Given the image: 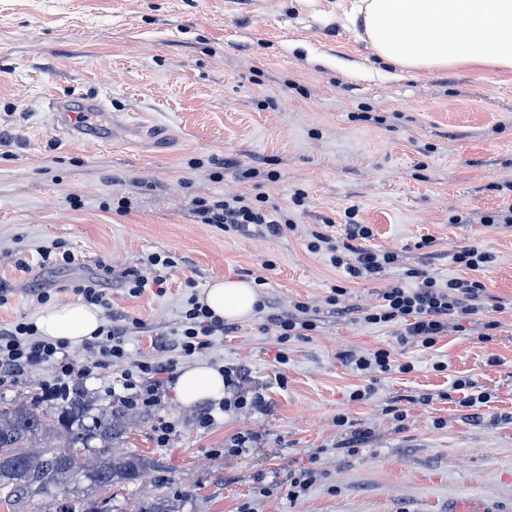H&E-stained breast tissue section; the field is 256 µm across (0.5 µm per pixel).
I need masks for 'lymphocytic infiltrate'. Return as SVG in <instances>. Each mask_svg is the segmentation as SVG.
Wrapping results in <instances>:
<instances>
[{
	"instance_id": "obj_1",
	"label": "lymphocytic infiltrate",
	"mask_w": 512,
	"mask_h": 512,
	"mask_svg": "<svg viewBox=\"0 0 512 512\" xmlns=\"http://www.w3.org/2000/svg\"><path fill=\"white\" fill-rule=\"evenodd\" d=\"M194 209L202 223L217 224L228 232H242L249 227L264 228L269 235L279 236L294 230L295 225L287 209L270 195L198 198ZM356 209H349L343 236L336 237L321 231H310L307 250L328 256L333 267L341 271L343 282L334 286L327 298L328 305H338L348 292V284L367 279L397 264V253L370 248L374 237L372 225L357 221ZM458 267L472 271L469 279L453 278L446 284L437 281L424 271L409 268L396 283L380 294V303L374 309L360 313L359 319L368 324L401 325L400 340L426 349L433 348L459 320L477 314L480 310L485 287L475 279V272L491 262L488 251L477 247L458 250L453 255ZM146 271L126 270L121 279L130 296L138 297L147 290H163L167 281L165 272L174 268L173 256L166 253L149 254ZM224 323L215 318L202 304H193L184 315L178 341L179 353L188 357L203 349L208 336L223 331ZM37 328L29 321H17L12 326L0 328V379L40 366H51L56 383L42 387L48 400H68L71 394L82 390L94 369L82 365L70 355L65 342L40 339ZM351 370L360 376L369 374H408L414 367L393 359L390 350L378 347L367 352L349 353L345 356ZM173 370L172 363L141 361L134 368L121 372L122 388L117 400L126 409L139 410L155 407L159 403L158 391L166 375Z\"/></svg>"
}]
</instances>
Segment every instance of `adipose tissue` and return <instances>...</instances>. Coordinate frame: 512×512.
<instances>
[{
  "label": "adipose tissue",
  "mask_w": 512,
  "mask_h": 512,
  "mask_svg": "<svg viewBox=\"0 0 512 512\" xmlns=\"http://www.w3.org/2000/svg\"><path fill=\"white\" fill-rule=\"evenodd\" d=\"M347 19L362 23L375 53L408 72L463 65L512 70V0H356ZM225 321L252 316L259 301L253 282L222 279L199 298ZM103 324L96 307L65 303L46 308L36 326L50 340L94 338ZM175 391L191 406L224 395V374L205 362L185 368Z\"/></svg>",
  "instance_id": "obj_1"
}]
</instances>
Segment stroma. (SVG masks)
Here are the masks:
<instances>
[{"label":"stroma","instance_id":"stroma-1","mask_svg":"<svg viewBox=\"0 0 512 512\" xmlns=\"http://www.w3.org/2000/svg\"><path fill=\"white\" fill-rule=\"evenodd\" d=\"M350 3L0 0V289L10 293L0 328L37 321L38 290L53 305L76 301L74 282L106 263L116 275L102 315L131 318L126 367L234 365L261 398L238 411L187 407L167 382L159 410L137 413L116 446L156 464L147 480L112 488L117 512H135L157 478L183 512H512V232L481 222L512 201V71H401L342 23ZM55 95L75 108L99 100L139 126L120 143L105 126L57 131L48 114ZM250 167L277 179H241ZM298 190L301 207L292 204ZM256 192L289 208L296 230L229 234L193 211L197 197ZM123 196L132 206L120 212ZM352 207L374 227L371 247L396 251L399 263L352 284L342 300L349 312L339 315L326 298L341 275L304 238L323 227L341 234ZM425 237L430 245L420 246ZM57 243L75 264L42 266L41 250ZM471 246L494 257L476 274L487 304H510L495 313L490 341L479 340L477 315L431 349L401 343L396 325L355 320L403 268L441 284L461 276L451 255ZM153 252L176 261L165 291L130 297L120 272ZM262 274V309L193 356L177 355L190 298L214 280ZM298 301L318 328L279 344L269 318ZM377 346L413 372L355 376L344 354ZM281 350L284 365L275 361ZM438 362L447 371H434ZM460 376L490 401L460 406ZM368 384V400L350 401L351 388ZM206 412L213 421L204 426ZM340 414L348 426H337ZM164 420L173 432L162 445ZM354 429L364 436L351 454ZM247 432L258 434L256 447L225 455V443ZM304 469L312 485L288 500L284 486Z\"/></svg>","mask_w":512,"mask_h":512}]
</instances>
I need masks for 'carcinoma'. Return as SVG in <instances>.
<instances>
[{"label": "carcinoma", "instance_id": "obj_1", "mask_svg": "<svg viewBox=\"0 0 512 512\" xmlns=\"http://www.w3.org/2000/svg\"><path fill=\"white\" fill-rule=\"evenodd\" d=\"M95 410L83 396L59 408L18 401L0 409V502L13 512H103L109 503L91 491L134 484L154 470L138 453L112 454L127 419L100 409L93 425L81 419ZM142 501L140 512H180L162 492Z\"/></svg>", "mask_w": 512, "mask_h": 512}]
</instances>
